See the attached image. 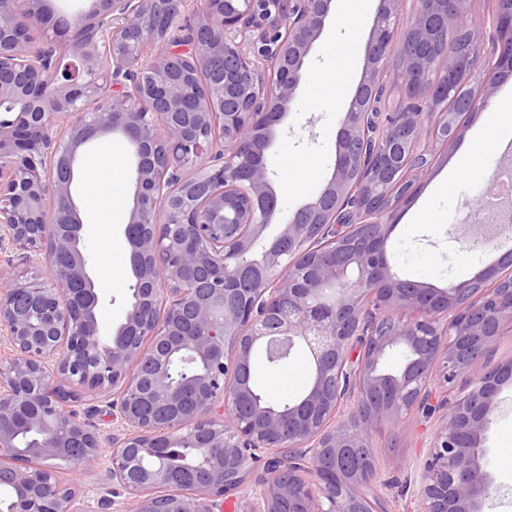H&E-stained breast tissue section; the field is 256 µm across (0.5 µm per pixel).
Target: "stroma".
I'll return each mask as SVG.
<instances>
[{"mask_svg":"<svg viewBox=\"0 0 512 512\" xmlns=\"http://www.w3.org/2000/svg\"><path fill=\"white\" fill-rule=\"evenodd\" d=\"M366 3L363 19L350 23L344 22L339 9H332L331 20L312 50L298 108L289 112L277 129L268 163L276 174L274 185L285 210L308 200L331 173L343 117V108L337 105L335 97L354 92L358 86L379 0ZM339 70L345 75L341 87L317 84V77ZM508 86L512 87V76L504 78L501 88L496 89L494 104L471 119L459 144L447 148L426 139L432 169L421 178L415 196L400 204L391 217L394 228L389 240V259L400 278L443 288L451 281L474 278L500 259V250L489 247L460 251L451 232L454 225L474 222L469 204L488 173L500 163L512 161V140L500 143L488 139L482 153L463 171L453 172L452 167L463 144L481 127L512 119V114L498 105ZM421 207L430 212V223H413L412 216ZM127 220L128 210L123 206L104 207L84 219L89 226L85 236L87 254L94 260L109 255L117 277L114 284L99 291L102 318L108 326L123 319L129 288L134 282L130 248L123 243ZM115 240L122 241L123 246L114 252L110 245ZM310 377V363L304 354L298 353L285 366L261 365L255 386L264 391L273 384L277 395H295L304 391ZM441 421L442 414L437 411L430 418L417 416L395 428L381 426L374 433L372 447L384 467L386 485L382 495L387 512H417L421 468ZM507 448H512V383L501 389L485 455L486 470L502 491L486 502L484 512H512V457L503 454ZM58 475L64 484L77 486L93 500L112 489V481L102 467L86 469L71 464L60 467Z\"/></svg>","mask_w":512,"mask_h":512,"instance_id":"35a3bbf8","label":"stroma"}]
</instances>
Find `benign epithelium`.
<instances>
[{"instance_id": "1", "label": "benign epithelium", "mask_w": 512, "mask_h": 512, "mask_svg": "<svg viewBox=\"0 0 512 512\" xmlns=\"http://www.w3.org/2000/svg\"><path fill=\"white\" fill-rule=\"evenodd\" d=\"M92 0L38 33L49 0H0V232L44 254L48 276L19 280L0 268V482L11 512H219L251 488L246 512H387L371 437L438 406L448 420L422 468L418 512H482L500 488L485 445L512 360L484 359L512 321L503 265L433 288L391 270L393 204L424 176L430 132L453 145L464 117L490 106L504 56L468 20L470 0H422L400 38L403 0H380L355 95L343 113L329 178L254 257L281 212L267 153L301 97L309 56L332 0ZM459 21L473 49L448 54L442 32ZM395 61L407 102L380 120L384 72ZM479 76L472 98L445 105L451 83ZM118 135L133 159L124 229L135 282L123 321L104 333L91 259L83 250L84 148ZM504 224H459L467 251L502 238ZM305 351L312 378L282 405L259 394L255 354L286 362ZM391 351L402 372L382 369ZM460 398L446 393L461 377ZM102 389L112 420L107 472L131 502L92 507L54 461L96 467L106 437L65 406L59 382ZM34 430L30 448L19 432ZM173 447L206 466L171 469ZM271 453L251 483L256 452Z\"/></svg>"}]
</instances>
